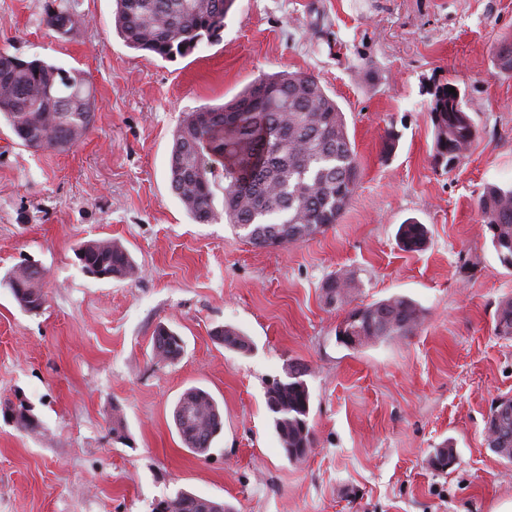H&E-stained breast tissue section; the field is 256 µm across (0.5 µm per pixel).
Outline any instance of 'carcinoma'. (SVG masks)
Masks as SVG:
<instances>
[{
	"label": "carcinoma",
	"mask_w": 512,
	"mask_h": 512,
	"mask_svg": "<svg viewBox=\"0 0 512 512\" xmlns=\"http://www.w3.org/2000/svg\"><path fill=\"white\" fill-rule=\"evenodd\" d=\"M234 0H116L115 27L127 46L172 61L220 40L224 17ZM47 26L72 24V6L50 3ZM498 65L512 71V37L496 50ZM451 83L432 92L429 118L434 132L433 160L448 168L467 157L476 129L463 109L460 90ZM94 95L79 71L34 58L0 53V118L21 144L35 151H64L92 125ZM170 186L182 208L196 222L215 217V189L222 187L224 217L245 231L262 249L284 248L306 241L338 222L359 178V163L347 132L344 112L311 74L282 72L256 80L243 94L221 107L188 112L173 135L169 157ZM482 223L500 263L512 268V188L495 183L478 199ZM425 225L410 221L398 230L405 251L427 243ZM82 268L101 279L135 276L138 265L122 245L94 239L77 252ZM5 286L27 312L41 305V279L31 273L9 274ZM361 287L352 272L338 273L321 284L326 305L339 306ZM424 321L421 307L404 296H392L350 309L340 322L344 334L361 348L388 336H412ZM495 335L512 337V298L500 301ZM224 348L246 352L251 341L232 325L214 330ZM182 337L158 326L154 355L160 362L177 360ZM308 368L288 364L286 379L266 389V405L286 458L299 461L314 446L309 425ZM177 405L182 419L177 431L185 447L198 455L212 448L224 427L218 403L198 387L185 390ZM487 442L497 455L512 461V415L485 424ZM213 500L190 492L175 498L173 512H215Z\"/></svg>",
	"instance_id": "obj_1"
}]
</instances>
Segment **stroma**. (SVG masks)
Returning <instances> with one entry per match:
<instances>
[{"label": "stroma", "mask_w": 512, "mask_h": 512, "mask_svg": "<svg viewBox=\"0 0 512 512\" xmlns=\"http://www.w3.org/2000/svg\"><path fill=\"white\" fill-rule=\"evenodd\" d=\"M47 3L0 0V52L83 72L95 117L65 151L28 149L0 122V281L30 256L46 293L33 314L0 284V403L24 401L40 424L27 432L0 415V512H152L180 490L233 512H493L512 501V462L485 437L492 403L512 397V339L494 334L512 270L477 209L486 184L512 185V72L495 58L512 36V0H235L221 41L174 61L125 45L115 0H75L66 32L46 25ZM282 71L314 74L336 100L360 177L337 224L268 250L224 217L194 221L168 161L185 113ZM448 81L477 140L446 171L429 111ZM410 220L429 230L424 250L397 243ZM94 238L127 248L138 274L86 273L75 252ZM340 270L361 286L332 308L321 284ZM395 295L424 312L414 335L357 350L337 341L348 307ZM226 324L249 351L215 339ZM161 325L184 340L171 363L154 356ZM294 361L309 370L314 435L298 462L265 396ZM191 387L224 419L206 457L174 422ZM448 439L455 464L432 470Z\"/></svg>", "instance_id": "stroma-1"}]
</instances>
